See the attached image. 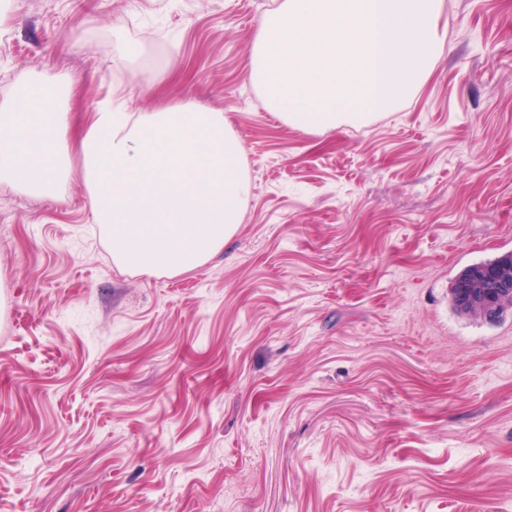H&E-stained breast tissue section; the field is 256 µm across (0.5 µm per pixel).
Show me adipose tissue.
Returning a JSON list of instances; mask_svg holds the SVG:
<instances>
[{"instance_id": "adipose-tissue-1", "label": "adipose tissue", "mask_w": 512, "mask_h": 512, "mask_svg": "<svg viewBox=\"0 0 512 512\" xmlns=\"http://www.w3.org/2000/svg\"><path fill=\"white\" fill-rule=\"evenodd\" d=\"M66 103V89L48 79L0 103V184L54 197L80 173L122 270L178 274L223 247L251 193L243 146L223 113L107 105L74 144Z\"/></svg>"}]
</instances>
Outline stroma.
I'll use <instances>...</instances> for the list:
<instances>
[{
    "label": "stroma",
    "mask_w": 512,
    "mask_h": 512,
    "mask_svg": "<svg viewBox=\"0 0 512 512\" xmlns=\"http://www.w3.org/2000/svg\"><path fill=\"white\" fill-rule=\"evenodd\" d=\"M279 2L0 0V102L220 112L252 186L170 275L115 266L80 177L0 185V512H512V317L448 304L512 251V0H441L415 92L312 132L250 79Z\"/></svg>",
    "instance_id": "stroma-1"
}]
</instances>
